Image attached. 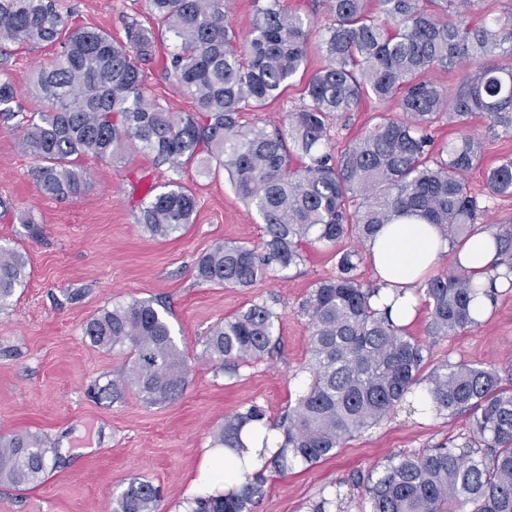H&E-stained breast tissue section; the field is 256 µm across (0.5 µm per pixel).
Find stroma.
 <instances>
[{"label": "stroma", "mask_w": 512, "mask_h": 512, "mask_svg": "<svg viewBox=\"0 0 512 512\" xmlns=\"http://www.w3.org/2000/svg\"><path fill=\"white\" fill-rule=\"evenodd\" d=\"M69 23L126 36L144 20V0H58ZM54 46L9 45L0 54V78L18 90L24 110L39 109L32 92L36 68ZM148 95L172 112L193 111V100L164 77L161 59L146 63ZM304 85L292 84L242 121L266 131L281 127L303 102ZM22 132L0 120V198L12 209L0 218V246L25 252L29 277L0 311V436L33 433L50 448L53 463L38 485L0 486V512H112V497L135 478L160 486L161 512H178L195 478L204 448L226 415L256 402L269 423L293 403L309 374V326L298 312L315 284L336 273L334 254L318 245L305 260L270 273L249 288H224L196 279L197 259L220 242L261 246L265 226L236 194L216 162L173 172L152 155L129 153L105 164L88 157L87 187L79 197L44 196L34 177L35 159L19 145ZM177 181L197 200L191 224L179 237L156 240L138 222L141 200ZM276 298L280 345L272 356L241 367L237 376L217 372L202 357L210 326L254 301ZM134 299H153L172 311L180 348L193 367L176 401L152 405L134 392L119 400L95 395V384L119 376L128 348L93 345L83 333L99 310ZM428 311L419 307L408 331L429 341L433 361H465L505 368L512 360V290L498 293L479 325L429 338ZM469 419L447 411L396 413L343 441L329 459L295 462L288 472L266 470V493L255 512H310L321 498L341 494L332 512H359L351 479L380 471L393 454L421 452L457 439Z\"/></svg>", "instance_id": "obj_1"}]
</instances>
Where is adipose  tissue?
Returning <instances> with one entry per match:
<instances>
[{
	"instance_id": "adipose-tissue-1",
	"label": "adipose tissue",
	"mask_w": 512,
	"mask_h": 512,
	"mask_svg": "<svg viewBox=\"0 0 512 512\" xmlns=\"http://www.w3.org/2000/svg\"><path fill=\"white\" fill-rule=\"evenodd\" d=\"M441 245L435 225L408 220L386 225L369 245L371 262L382 285L371 300L372 306H391V316L397 324H410L420 304L417 284L437 259ZM459 259L479 292L477 305L482 313H489L491 300L487 292L503 268L492 235L484 230L474 233L462 246ZM241 440L246 447L243 466H232L236 457L232 449L211 448L204 453L198 480L207 485L209 492H240L248 477L276 453L280 442L276 431L263 422L245 427Z\"/></svg>"
}]
</instances>
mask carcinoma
I'll use <instances>...</instances> for the list:
<instances>
[{
  "label": "carcinoma",
  "mask_w": 512,
  "mask_h": 512,
  "mask_svg": "<svg viewBox=\"0 0 512 512\" xmlns=\"http://www.w3.org/2000/svg\"><path fill=\"white\" fill-rule=\"evenodd\" d=\"M249 61L235 49L227 0H147L149 16L175 40L168 80L190 96L182 115L149 99L138 63L153 59L159 33L138 23L127 41L103 30L68 25L55 0H0V51L9 44L60 45L41 63L34 85L44 109L23 117L21 145L38 161L34 175L45 196L74 198L86 186L81 160L116 161L131 146L173 169L202 159L224 167L236 194L266 225L262 249L220 243L199 258L198 279L248 288L272 269L304 261L302 245L334 249L336 275L315 285L300 304L308 318L309 381L276 424L280 449L267 464L285 473L297 461L317 463L342 441L391 411H417L413 397L431 362L430 347L370 300L380 287L364 284L359 255L339 249L350 235L370 241L386 224L414 219L439 227L454 270L421 281L428 335L445 337L479 324L476 290L459 248L483 212L466 174L483 165V141L467 132L477 118L512 136V11L476 24L483 0H328L333 22L321 34L326 64L311 73L306 102L288 127L268 132L241 122L305 74L308 19L283 0H254ZM470 66L453 88L431 78L436 69ZM17 91L0 80V117L19 116ZM397 103L401 115L376 122L338 154L327 151L330 120L365 100ZM464 131L441 150L438 124ZM488 197L512 195V158L484 169ZM196 197L171 181L140 208L154 238L177 237L192 222ZM512 285V225L492 232ZM27 256L0 247V307L27 279ZM164 304L133 300L98 311L83 333L99 347L131 348L126 371L101 391L117 398L134 390L151 404L170 403L188 386L192 366L179 348ZM280 316L253 302L211 327L202 357L232 377L279 346ZM432 403L467 413L461 443L411 455L394 454L381 473L362 480L360 512H512V385L496 368L442 360L427 376ZM266 416L252 403L224 417L213 447L244 449L243 428ZM49 449L32 433L0 437V485H35L47 473ZM257 475L238 494L205 495L191 512H253L265 495ZM161 490L135 478L113 512H160Z\"/></svg>",
  "instance_id": "cac0c4a2"
}]
</instances>
